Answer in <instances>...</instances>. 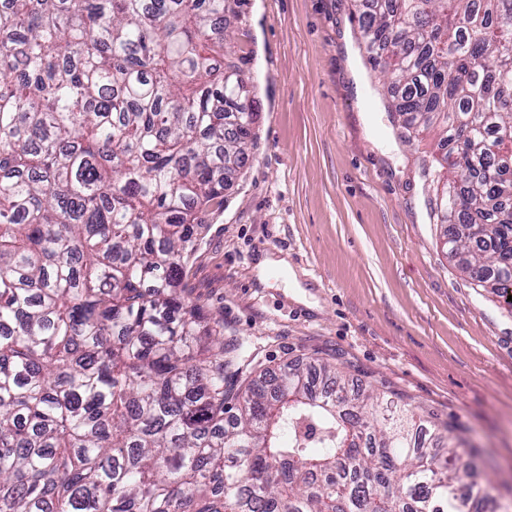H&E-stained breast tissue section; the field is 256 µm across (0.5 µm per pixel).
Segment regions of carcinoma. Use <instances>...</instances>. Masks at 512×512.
I'll list each match as a JSON object with an SVG mask.
<instances>
[{"label": "carcinoma", "mask_w": 512, "mask_h": 512, "mask_svg": "<svg viewBox=\"0 0 512 512\" xmlns=\"http://www.w3.org/2000/svg\"><path fill=\"white\" fill-rule=\"evenodd\" d=\"M238 0H0V512H483L336 368L246 375L181 282L255 138ZM448 257L512 289V0H358ZM453 177H448V174Z\"/></svg>", "instance_id": "obj_1"}]
</instances>
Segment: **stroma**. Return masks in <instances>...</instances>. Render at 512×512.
Wrapping results in <instances>:
<instances>
[{"label":"stroma","instance_id":"1","mask_svg":"<svg viewBox=\"0 0 512 512\" xmlns=\"http://www.w3.org/2000/svg\"><path fill=\"white\" fill-rule=\"evenodd\" d=\"M230 31L256 140L198 215L187 294L223 318L253 372L327 360L425 412L512 506V310L438 246L422 175L436 134L400 139L354 0H244ZM267 254L293 277L261 282Z\"/></svg>","mask_w":512,"mask_h":512}]
</instances>
